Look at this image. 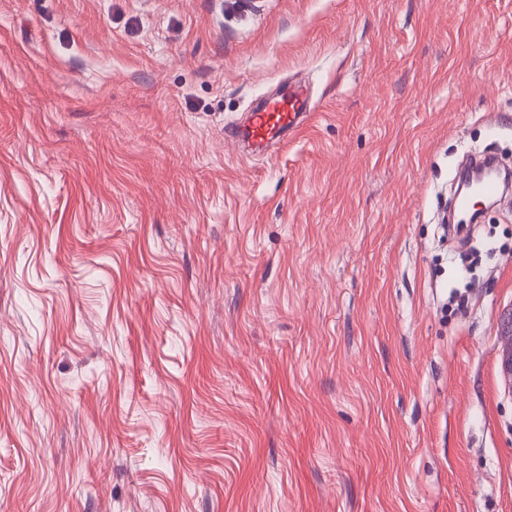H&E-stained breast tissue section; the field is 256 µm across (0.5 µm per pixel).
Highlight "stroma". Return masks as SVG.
<instances>
[{
  "instance_id": "1",
  "label": "stroma",
  "mask_w": 512,
  "mask_h": 512,
  "mask_svg": "<svg viewBox=\"0 0 512 512\" xmlns=\"http://www.w3.org/2000/svg\"><path fill=\"white\" fill-rule=\"evenodd\" d=\"M478 152L512 0H0V512H512ZM307 84L288 83V89L247 114L241 126L229 128L227 136L236 142H245L255 149H264L295 132L304 117L315 110Z\"/></svg>"
}]
</instances>
